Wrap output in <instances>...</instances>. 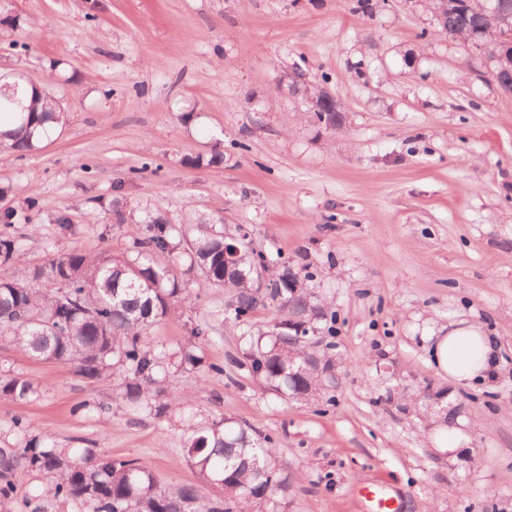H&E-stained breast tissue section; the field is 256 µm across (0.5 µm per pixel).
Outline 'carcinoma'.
<instances>
[{
  "label": "carcinoma",
  "instance_id": "cac0c4a2",
  "mask_svg": "<svg viewBox=\"0 0 512 512\" xmlns=\"http://www.w3.org/2000/svg\"><path fill=\"white\" fill-rule=\"evenodd\" d=\"M484 0H433L442 16V30L466 37L483 27L485 39L496 42L503 30L483 12ZM11 112L19 126L0 132V151L25 155L38 149L45 124L64 122L65 113L53 94L32 85V101L0 97V114ZM194 167L224 163L221 142L210 156L184 160ZM239 253L224 261L231 242L222 222L190 213L173 226L160 216L147 221L143 238L130 254L114 259L106 252H73L45 266L22 260L16 238L0 234V335L24 354L42 361L71 365L80 381L113 384L116 398L134 411L155 417L182 408L172 394V377L205 366L201 347L210 336L206 321L191 329L193 341L177 349L154 348L145 342L148 329L189 301L173 265L185 264L214 287L232 293L234 318L249 316L259 305L280 313L268 330L249 336L241 365L277 395L308 401L327 395L336 380L324 370L336 369L332 344L314 352L299 341L320 324L335 321L329 306L309 286L312 275L254 253L249 232L235 228ZM165 255L170 262L158 257ZM267 280L265 290L257 280ZM40 394L31 377L0 370V401L27 403ZM17 440L0 448V501L13 499L15 481L23 473L51 478L35 489L32 499L51 497L62 503L89 502L94 512H285L291 483L276 460L269 437H260L229 417L195 427L184 452L200 479L223 491L205 499L198 487H164L135 459L101 457L93 448H63L48 435H31L22 417L12 421Z\"/></svg>",
  "mask_w": 512,
  "mask_h": 512
}]
</instances>
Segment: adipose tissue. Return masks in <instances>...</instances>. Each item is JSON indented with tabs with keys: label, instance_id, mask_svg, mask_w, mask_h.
<instances>
[{
	"label": "adipose tissue",
	"instance_id": "obj_1",
	"mask_svg": "<svg viewBox=\"0 0 512 512\" xmlns=\"http://www.w3.org/2000/svg\"><path fill=\"white\" fill-rule=\"evenodd\" d=\"M434 356L438 368L459 381H490L496 364V340L479 325L449 330L437 337Z\"/></svg>",
	"mask_w": 512,
	"mask_h": 512
}]
</instances>
